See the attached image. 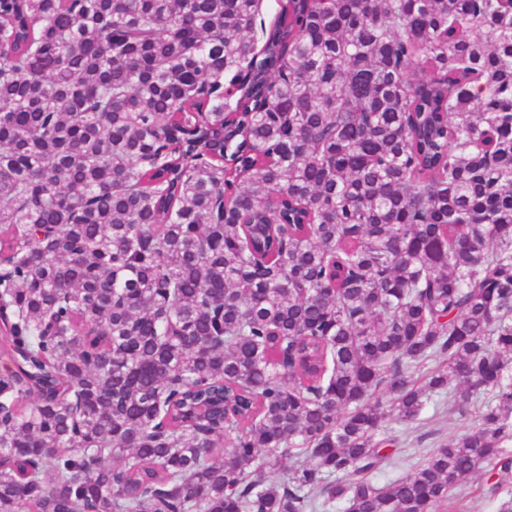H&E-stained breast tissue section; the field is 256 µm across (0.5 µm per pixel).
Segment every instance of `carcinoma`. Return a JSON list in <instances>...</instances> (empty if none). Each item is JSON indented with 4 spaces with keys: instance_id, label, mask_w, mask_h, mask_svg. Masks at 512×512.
<instances>
[{
    "instance_id": "1",
    "label": "carcinoma",
    "mask_w": 512,
    "mask_h": 512,
    "mask_svg": "<svg viewBox=\"0 0 512 512\" xmlns=\"http://www.w3.org/2000/svg\"><path fill=\"white\" fill-rule=\"evenodd\" d=\"M257 2L0 0V512L512 470V0H279L260 53ZM444 392L478 425L378 485Z\"/></svg>"
}]
</instances>
